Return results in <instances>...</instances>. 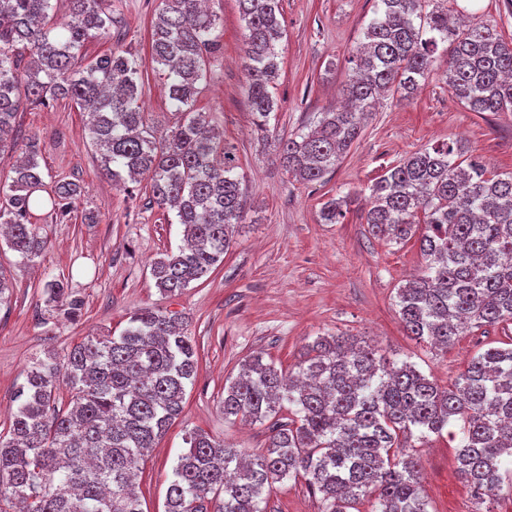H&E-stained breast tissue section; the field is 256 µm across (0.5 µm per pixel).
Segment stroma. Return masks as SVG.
<instances>
[{
	"label": "stroma",
	"mask_w": 512,
	"mask_h": 512,
	"mask_svg": "<svg viewBox=\"0 0 512 512\" xmlns=\"http://www.w3.org/2000/svg\"><path fill=\"white\" fill-rule=\"evenodd\" d=\"M160 0H112L122 24L110 36L88 40L91 60L119 48L147 52L150 25ZM220 15L221 49L210 59L197 108L210 112L233 145L246 196L244 223L224 261L181 294L158 292L150 274L155 259L183 243L173 212L150 207L148 180L114 186L102 175L85 131L82 106L63 100L20 112L22 137H38L46 187L74 181L83 189L79 210L65 224L48 208L38 223L49 241L34 263L0 244V270L12 285L0 307V434L9 427L13 394L32 359L88 338L120 334L130 315L151 305L182 313L199 355L197 376L186 388L182 414L156 443L142 466L138 494L145 512H164L167 477L191 431L260 452L268 431L260 423L230 422L222 411L224 384L243 359L260 352L292 370L316 337L346 332L365 340L391 361H408L439 385L450 384L481 350L512 336V323L484 327L438 350L407 336L396 313V292L420 273L418 239L396 244L373 237L362 219L368 187L386 168L418 150L454 141L495 172H512V112H472L448 88L437 65L412 98L383 97L361 138L322 181L303 183L275 156L277 139L309 131L319 113L340 101L351 76L348 58L369 22L374 0H282L285 36L278 43V109L260 127L249 107L244 37L237 0H208ZM449 9L471 21L495 23L512 42V0H448ZM142 104L157 133L172 129L174 112L166 86L146 81ZM352 197L342 223L320 219L324 202ZM97 221L84 223L83 212ZM66 278L83 299L78 321L47 305L46 281ZM457 440L431 437L419 447L420 485L429 512H470L467 489L456 473ZM263 512H321L320 497L304 480L276 485Z\"/></svg>",
	"instance_id": "stroma-1"
}]
</instances>
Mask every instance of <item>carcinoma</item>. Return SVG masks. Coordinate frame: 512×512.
Returning <instances> with one entry per match:
<instances>
[{
	"mask_svg": "<svg viewBox=\"0 0 512 512\" xmlns=\"http://www.w3.org/2000/svg\"><path fill=\"white\" fill-rule=\"evenodd\" d=\"M70 19L52 24L54 0H0V152L18 147L23 102L70 100L88 108L86 131L101 171L117 186L150 179L152 202L173 210L184 245L152 264L154 286L176 296L224 261L244 221L242 178L224 131L196 107L206 53L216 48L219 18L202 0H162L152 22L150 60L112 49L82 69L75 58L90 38L110 34L118 17L108 0H66ZM244 22L245 77L252 112L277 109L281 0H237ZM376 0L374 17L352 52L345 105L322 113L314 129L279 142L282 167L304 182L322 180L363 133L388 92L413 95L445 45L452 94L472 112H512V43L489 21L464 25L435 0ZM26 65H20L23 57ZM162 76L183 120L158 137L145 124L140 96L147 70ZM33 138L0 187V234L27 262L48 238L32 222L45 201ZM365 223L388 242L419 235L426 265L397 288L408 335L443 349L476 329L512 322V174L488 173L454 141L412 153L370 186ZM82 188L54 185L51 218L70 220ZM341 203L321 210L326 224ZM64 313L82 301L69 281L43 287ZM180 313L153 306L129 317L118 336L78 343L62 357L29 365L14 394L17 409L0 438V503L17 512H143L136 483L148 450L182 412L196 377V345ZM297 372L283 376L263 353L224 384V418L270 422L266 447L250 455L206 432L186 438L172 466L164 512H262L275 484L301 478L321 495L324 512H429L411 440L441 436L454 421L463 438L457 472L471 500L512 496V340L478 353L454 383L440 386L414 364L391 363L346 333L305 346ZM72 407L57 406L61 384ZM289 417H279L282 410Z\"/></svg>",
	"mask_w": 512,
	"mask_h": 512,
	"instance_id": "1",
	"label": "carcinoma"
}]
</instances>
